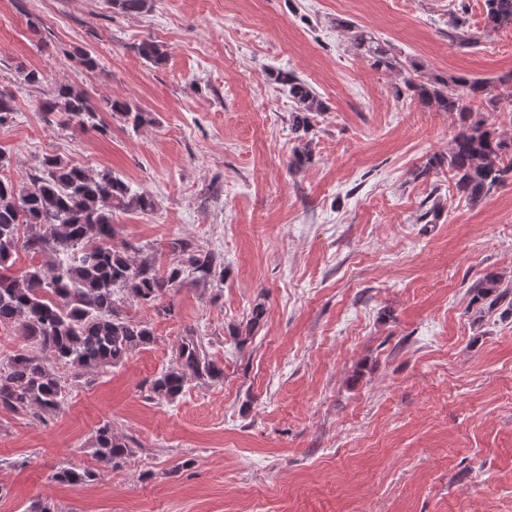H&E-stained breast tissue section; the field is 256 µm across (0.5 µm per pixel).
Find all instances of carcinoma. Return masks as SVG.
<instances>
[{"label": "carcinoma", "mask_w": 512, "mask_h": 512, "mask_svg": "<svg viewBox=\"0 0 512 512\" xmlns=\"http://www.w3.org/2000/svg\"><path fill=\"white\" fill-rule=\"evenodd\" d=\"M150 0H112V8L140 13ZM351 33L353 47L372 59L373 67L401 78L398 95L404 94L435 108L456 112L460 130L446 155H433L424 169L448 167L459 192L472 203L486 198L498 185L512 178V138L504 139L472 119L469 103L478 100L495 112L503 102L512 105V72L495 80L433 76L418 79L420 66L401 60L385 43L355 24L340 20ZM512 30V0H484V31ZM138 54L159 65L166 60L164 46L145 39ZM275 80L288 87L295 103L290 131L294 145L289 168L299 173L314 161L311 116L327 110L319 93L291 72L279 71ZM40 110L64 125L84 127L94 123L98 110L88 92L68 85L55 87ZM105 111L118 113L132 124L145 121L142 109L127 101H105ZM15 112L14 97L0 90V126ZM153 197L133 193L124 179L110 169L91 172L45 156L29 184L0 178V329L20 334L25 346L0 361V409L15 415L40 416L56 411L66 395L65 381L56 367L76 373L103 371L120 365L128 355L154 342L149 323L134 320L121 309L130 300L156 304L191 274L203 281L222 279L224 259L210 251L178 241L173 249L185 259L161 272L143 249L123 242L116 246V213L150 212ZM50 257L51 265L31 264L15 270L19 250ZM498 282L486 276L472 286L476 298L496 292ZM264 313L257 306L245 329L233 332L246 344L253 326ZM224 368L209 355L195 336L182 338L175 363L154 378L150 392L169 401L195 380H221ZM130 448L101 423L94 434L93 455L105 467L126 463ZM100 477L90 467H62L53 479L63 484H87Z\"/></svg>", "instance_id": "1"}]
</instances>
